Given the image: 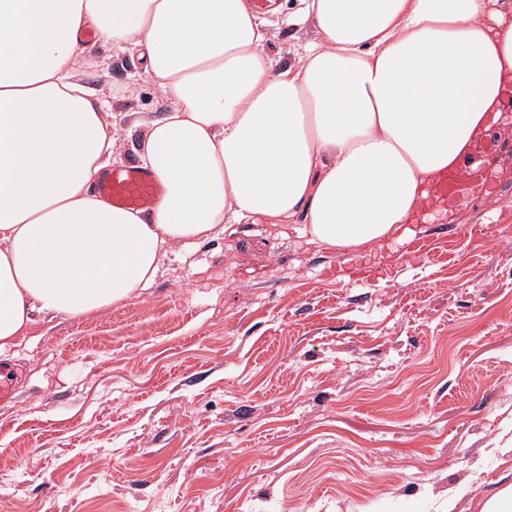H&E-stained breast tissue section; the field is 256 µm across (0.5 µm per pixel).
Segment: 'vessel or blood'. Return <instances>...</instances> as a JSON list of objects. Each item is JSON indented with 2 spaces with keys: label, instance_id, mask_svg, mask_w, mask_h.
<instances>
[{
  "label": "vessel or blood",
  "instance_id": "vessel-or-blood-1",
  "mask_svg": "<svg viewBox=\"0 0 512 512\" xmlns=\"http://www.w3.org/2000/svg\"><path fill=\"white\" fill-rule=\"evenodd\" d=\"M492 153V146L481 143L479 151L464 156L460 161L459 170L465 176L464 181H444L439 187L440 192L446 195L455 193L464 183L476 186L483 173L484 161ZM162 192V186L151 172L136 164L112 168L95 188L96 195L109 204L132 210L147 208Z\"/></svg>",
  "mask_w": 512,
  "mask_h": 512
}]
</instances>
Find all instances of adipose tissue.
<instances>
[{
  "label": "adipose tissue",
  "mask_w": 512,
  "mask_h": 512,
  "mask_svg": "<svg viewBox=\"0 0 512 512\" xmlns=\"http://www.w3.org/2000/svg\"><path fill=\"white\" fill-rule=\"evenodd\" d=\"M303 3L319 39L277 68L248 0H0V354L33 312L129 300L225 218L299 217L344 254L435 207L505 119L512 0ZM89 28L137 47L169 103L137 147L165 189L147 210L92 192L114 137L74 78Z\"/></svg>",
  "instance_id": "1"
}]
</instances>
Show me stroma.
<instances>
[{"instance_id": "35a3bbf8", "label": "stroma", "mask_w": 512, "mask_h": 512, "mask_svg": "<svg viewBox=\"0 0 512 512\" xmlns=\"http://www.w3.org/2000/svg\"><path fill=\"white\" fill-rule=\"evenodd\" d=\"M266 16L275 66L317 38ZM111 162L169 104L137 49L94 43ZM476 192L363 258L303 222L224 223L150 287L37 313L0 364V512H479L512 482V122Z\"/></svg>"}]
</instances>
